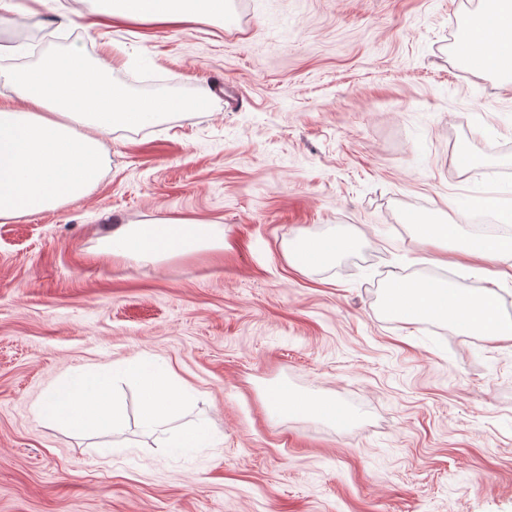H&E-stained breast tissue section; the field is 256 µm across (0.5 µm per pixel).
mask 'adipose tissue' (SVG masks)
<instances>
[{
    "label": "adipose tissue",
    "instance_id": "obj_1",
    "mask_svg": "<svg viewBox=\"0 0 512 512\" xmlns=\"http://www.w3.org/2000/svg\"><path fill=\"white\" fill-rule=\"evenodd\" d=\"M224 13L225 0H110L107 10L116 22L167 25ZM456 51L465 65L511 83L512 0H482L480 10L463 26ZM120 62L115 55L91 68L75 48L66 56L46 58L34 68L0 69V83L12 88L19 100L15 106H0V220L53 210L85 197L110 164L99 133L117 125H149L186 106L207 111L203 99L132 101L121 87L102 79L104 71ZM415 227L424 244L457 242L465 253L483 261L512 262L511 233L465 239L458 224L442 217L416 220ZM105 242L115 257L155 260L202 249L223 250L224 230L215 224L188 221L122 225ZM355 245L354 238L336 231L321 238L300 235L292 240L288 258L293 267L306 271L332 263ZM383 310L406 323H444L465 335L512 341V319L505 317L492 290L397 275L383 291ZM119 381L140 387L139 418L150 431L166 425L185 402L170 387L168 367L142 357L64 379L37 411L43 419L76 433L112 434L124 425L113 392ZM268 402L281 414L316 411L341 424L350 419L345 410L292 396L284 389L271 391Z\"/></svg>",
    "mask_w": 512,
    "mask_h": 512
}]
</instances>
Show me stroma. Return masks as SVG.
Wrapping results in <instances>:
<instances>
[{
  "mask_svg": "<svg viewBox=\"0 0 512 512\" xmlns=\"http://www.w3.org/2000/svg\"><path fill=\"white\" fill-rule=\"evenodd\" d=\"M0 60L72 44L134 100L205 98L100 134L111 165L84 199L0 223V512H512V342L386 316L393 274L503 291L415 218L450 199L512 201V84L460 62L481 0H227L226 18L95 26L99 0H13ZM41 34L32 51L22 34ZM467 144L477 167L462 168ZM224 227V249L112 257L122 224ZM357 246L299 271L301 232ZM136 357L174 371L177 420L74 433L36 405L62 379ZM351 413L275 414L268 391ZM207 443L173 452L172 432Z\"/></svg>",
  "mask_w": 512,
  "mask_h": 512,
  "instance_id": "35a3bbf8",
  "label": "stroma"
}]
</instances>
